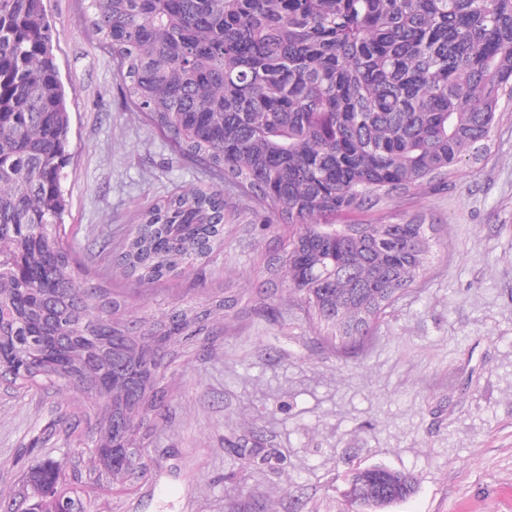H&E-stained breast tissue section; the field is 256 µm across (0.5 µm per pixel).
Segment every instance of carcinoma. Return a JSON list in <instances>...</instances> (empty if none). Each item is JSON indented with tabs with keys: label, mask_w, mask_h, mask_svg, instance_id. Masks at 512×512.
Wrapping results in <instances>:
<instances>
[{
	"label": "carcinoma",
	"mask_w": 512,
	"mask_h": 512,
	"mask_svg": "<svg viewBox=\"0 0 512 512\" xmlns=\"http://www.w3.org/2000/svg\"><path fill=\"white\" fill-rule=\"evenodd\" d=\"M130 103L180 153L269 205L291 228L275 261L336 344L356 350L412 290L431 253L426 224H338L443 183L487 145L512 102V0H89ZM44 0H0V379L76 392L95 427L88 480L132 476L166 371L234 306L175 307L143 327L112 290L76 274L62 224L69 116ZM224 194H175L141 214L112 265L139 285L207 259ZM245 469L273 447H236ZM72 457L21 477L24 512H90ZM354 478L390 502L412 474Z\"/></svg>",
	"instance_id": "1"
}]
</instances>
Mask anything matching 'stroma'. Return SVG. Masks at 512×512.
Instances as JSON below:
<instances>
[{"label":"stroma","mask_w":512,"mask_h":512,"mask_svg":"<svg viewBox=\"0 0 512 512\" xmlns=\"http://www.w3.org/2000/svg\"><path fill=\"white\" fill-rule=\"evenodd\" d=\"M69 103L63 181L78 268L123 311L151 318L230 296L236 305L166 374L168 399L142 452L144 476L83 483L91 512H354L353 469L411 473L416 490L388 512H512V105L487 148L449 178L342 224L413 220L433 227L415 289L356 352L336 350L268 258L285 231L267 205L176 152L130 104L119 65L86 22L87 0H45ZM223 190L224 242L190 272L135 286L113 272L143 211L192 188ZM277 287L267 312L254 285ZM80 395L0 384V492L35 460L91 449L59 421L87 424ZM247 438L281 464L241 470Z\"/></svg>","instance_id":"stroma-1"}]
</instances>
